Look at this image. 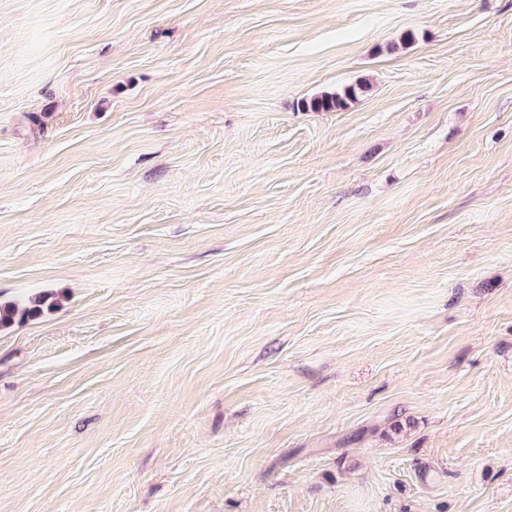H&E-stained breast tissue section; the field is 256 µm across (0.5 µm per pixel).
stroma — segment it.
I'll use <instances>...</instances> for the list:
<instances>
[{"instance_id": "stroma-1", "label": "stroma", "mask_w": 512, "mask_h": 512, "mask_svg": "<svg viewBox=\"0 0 512 512\" xmlns=\"http://www.w3.org/2000/svg\"><path fill=\"white\" fill-rule=\"evenodd\" d=\"M38 294L0 512H512V0H0ZM362 88H364L362 85H357L346 87L342 91H325L309 100L302 101L300 107L304 111L337 112L345 109L349 102L356 97L357 90H362Z\"/></svg>"}]
</instances>
